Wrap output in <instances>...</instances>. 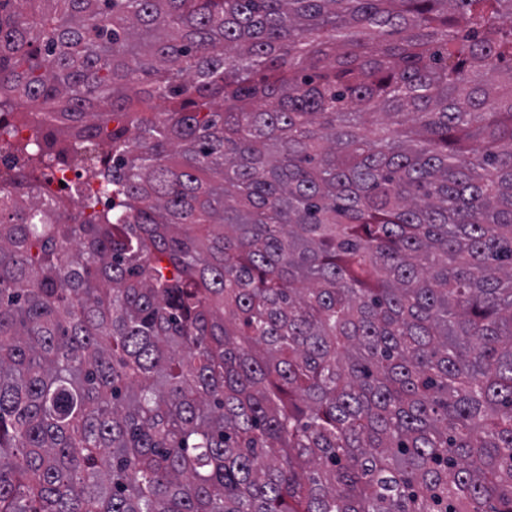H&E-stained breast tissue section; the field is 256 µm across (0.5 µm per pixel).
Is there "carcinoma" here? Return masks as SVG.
<instances>
[{"label":"carcinoma","mask_w":512,"mask_h":512,"mask_svg":"<svg viewBox=\"0 0 512 512\" xmlns=\"http://www.w3.org/2000/svg\"><path fill=\"white\" fill-rule=\"evenodd\" d=\"M506 14L0 0V512H512Z\"/></svg>","instance_id":"obj_1"}]
</instances>
